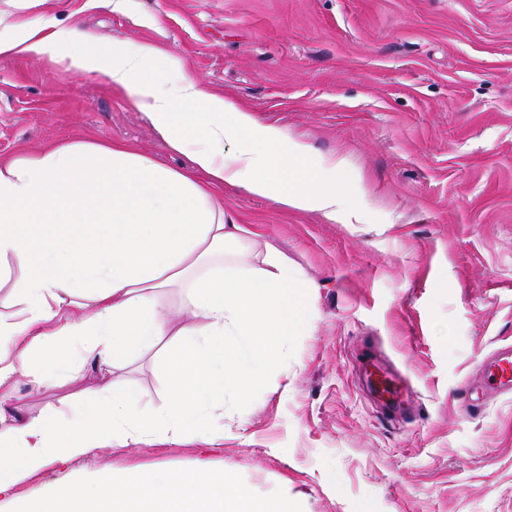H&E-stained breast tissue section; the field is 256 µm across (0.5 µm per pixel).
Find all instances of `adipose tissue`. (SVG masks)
I'll use <instances>...</instances> for the list:
<instances>
[{
	"label": "adipose tissue",
	"instance_id": "1",
	"mask_svg": "<svg viewBox=\"0 0 512 512\" xmlns=\"http://www.w3.org/2000/svg\"><path fill=\"white\" fill-rule=\"evenodd\" d=\"M46 58L77 73L104 74L191 166L174 170L118 143L54 144L0 162V276L25 279L13 298L21 319L0 317V415L18 379L41 387L81 382L85 365L112 372L131 354L181 335L164 365L167 399L153 410L116 381L83 393L69 413L18 420L0 439V493L54 460L157 436L178 439L224 425V394L247 397L267 382L289 337L310 327L311 287L262 232L228 219L224 186L294 210L357 224L361 210L344 162L312 153L280 127L185 75L180 57L150 43L102 50L73 44L53 19L0 32V59ZM190 285L176 327L158 292ZM80 316H71L77 299ZM31 512H296L288 495L257 499L250 485L201 470L146 475L113 471L98 494L64 481Z\"/></svg>",
	"mask_w": 512,
	"mask_h": 512
}]
</instances>
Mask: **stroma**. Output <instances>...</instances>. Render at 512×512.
Wrapping results in <instances>:
<instances>
[{"instance_id": "35a3bbf8", "label": "stroma", "mask_w": 512, "mask_h": 512, "mask_svg": "<svg viewBox=\"0 0 512 512\" xmlns=\"http://www.w3.org/2000/svg\"><path fill=\"white\" fill-rule=\"evenodd\" d=\"M53 18L102 47L153 42L264 124L343 159L363 212L338 224L225 187L224 211L261 225L314 286L309 331L249 398L224 394V435L152 439L57 462L0 494L120 468L206 469L298 512H512V394L479 397L512 346V0H40L0 20ZM120 141L189 165L103 74L0 60V160L57 143ZM114 380L166 401L155 353ZM82 384L17 387L25 416L67 410Z\"/></svg>"}]
</instances>
